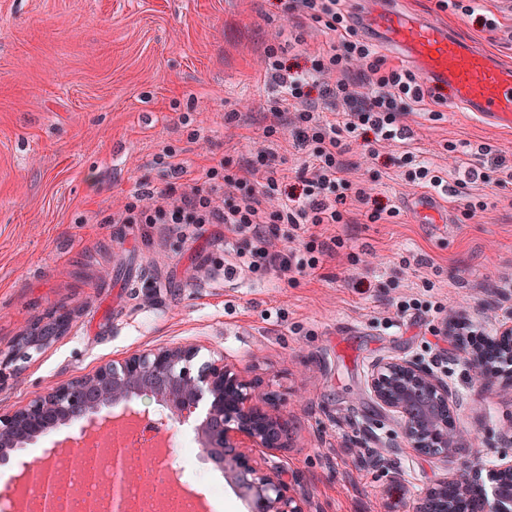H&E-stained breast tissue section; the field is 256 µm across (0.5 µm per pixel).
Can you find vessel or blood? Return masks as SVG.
<instances>
[{
  "label": "vessel or blood",
  "instance_id": "obj_1",
  "mask_svg": "<svg viewBox=\"0 0 512 512\" xmlns=\"http://www.w3.org/2000/svg\"><path fill=\"white\" fill-rule=\"evenodd\" d=\"M358 22L373 37L415 64L425 79L456 91V105L472 115L512 127V65L493 61L448 28L417 13L404 14L395 0H361Z\"/></svg>",
  "mask_w": 512,
  "mask_h": 512
}]
</instances>
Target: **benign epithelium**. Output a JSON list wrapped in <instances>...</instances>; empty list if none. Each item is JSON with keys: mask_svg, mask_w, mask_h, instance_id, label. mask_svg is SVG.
I'll list each match as a JSON object with an SVG mask.
<instances>
[{"mask_svg": "<svg viewBox=\"0 0 512 512\" xmlns=\"http://www.w3.org/2000/svg\"><path fill=\"white\" fill-rule=\"evenodd\" d=\"M62 334L59 318L54 323H36L22 336L18 355L46 346ZM493 341L497 366L489 367L480 351L468 355L474 374L492 384L500 376L512 377V320L505 322ZM198 352L195 345H179L133 353L91 376L55 386L19 410L0 411V447L14 448L59 421L98 416L106 422L113 406L134 398L154 399L175 414L208 397L210 417L200 437L201 448L224 464V477L237 485L250 512H306L301 498L291 493L285 472L258 462L249 452L251 448L288 447V418L270 395L224 364V359L196 365ZM369 387L381 407L402 422L411 447L443 456L465 448L460 434L448 424V384L429 366L415 359L379 362ZM391 447L388 443L376 452L373 462L385 468L390 485L398 486L401 472L387 465ZM490 479L491 487L484 494L485 512H512V459L499 458ZM478 483L479 471L458 472L430 488L414 512H431L433 502L450 485L465 493Z\"/></svg>", "mask_w": 512, "mask_h": 512, "instance_id": "benign-epithelium-1", "label": "benign epithelium"}]
</instances>
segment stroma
<instances>
[{
	"mask_svg": "<svg viewBox=\"0 0 512 512\" xmlns=\"http://www.w3.org/2000/svg\"><path fill=\"white\" fill-rule=\"evenodd\" d=\"M465 3L398 7L512 63V0ZM324 41L281 0H0V409L132 353L194 344L199 361L223 357L288 414V447L253 454L283 468L308 512H413L443 477L512 457L503 440L512 390L481 384L436 312L453 309L490 331L512 310V185L478 184L487 208L471 218L468 195L454 191L469 167L512 159V131L449 111L453 87L432 84L434 101L408 118L411 138L356 155L372 199L397 212L329 225L357 263L230 278L223 225L176 233L112 221L113 207L137 192L205 186L224 157L268 145L259 114L279 88L261 68L266 45L284 47V65L304 73ZM293 138L289 130L269 144L290 173L286 198L300 193L295 173L307 158L289 148ZM450 141L455 151H445ZM482 143L492 151L475 157ZM408 151L441 168L432 194L446 202L447 223L411 213L422 191L405 181ZM64 312L63 336L13 360L27 329ZM412 358L447 381L464 455L416 452L371 393L375 362ZM387 443L402 473L394 492L371 462Z\"/></svg>",
	"mask_w": 512,
	"mask_h": 512,
	"instance_id": "obj_1",
	"label": "stroma"
}]
</instances>
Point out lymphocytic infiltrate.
<instances>
[{
	"instance_id": "obj_1",
	"label": "lymphocytic infiltrate",
	"mask_w": 512,
	"mask_h": 512,
	"mask_svg": "<svg viewBox=\"0 0 512 512\" xmlns=\"http://www.w3.org/2000/svg\"><path fill=\"white\" fill-rule=\"evenodd\" d=\"M347 0H283L286 14L309 21L330 35L328 47L314 54L311 74H293L284 66L279 50L264 51L267 76L280 87L267 105L265 138L281 134L284 125H293L309 162L299 177L303 189L295 204L279 196L274 167L275 154L259 150L242 164L224 160L222 169H210L208 188L178 191L169 186L134 195L113 213L116 224H220L225 232L242 240L237 256L248 271L273 270L281 274H303L317 269L321 257L334 253L339 236L320 244L306 243L303 251L281 248L279 225L294 228L320 224H349L354 216L377 222L382 213L370 208V195L347 177L349 154L361 135L373 133L376 146L406 139L410 127L406 118L413 105L431 99L409 71L396 67L375 54L371 45L350 22ZM362 64L359 77H352L354 64ZM323 79L328 120L316 117L318 107L307 99L311 75ZM264 175L262 188H254L253 177Z\"/></svg>"
}]
</instances>
